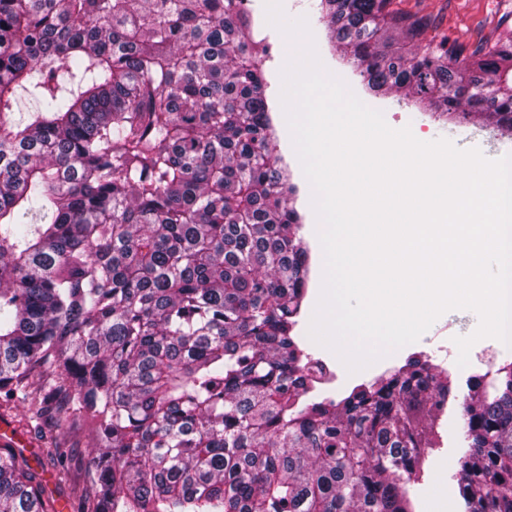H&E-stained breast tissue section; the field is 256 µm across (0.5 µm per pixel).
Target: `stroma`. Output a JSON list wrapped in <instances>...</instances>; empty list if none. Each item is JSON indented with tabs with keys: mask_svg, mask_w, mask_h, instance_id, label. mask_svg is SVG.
<instances>
[{
	"mask_svg": "<svg viewBox=\"0 0 512 512\" xmlns=\"http://www.w3.org/2000/svg\"><path fill=\"white\" fill-rule=\"evenodd\" d=\"M319 3L320 0H281L282 10L288 19L306 18L325 70L343 80L347 86L355 88L358 98L369 108L381 111L391 128H410L417 139L427 142L445 138L459 149H476L486 156L512 152V134L491 136L483 130L478 117H471L468 123L457 125L441 113L419 109L414 102L392 95L369 94L360 76L331 50L326 25L320 19ZM391 8L398 14L427 17L430 21L427 38L469 50L506 38V26L512 24V0H392ZM254 36L266 39L270 45L268 51L261 53L259 61L269 78L270 99L279 100L282 89L280 72L287 59L294 54L296 46L270 25L255 29ZM273 119L279 149L288 162L291 179L297 187L294 205L303 217L297 234L304 239L312 258L308 298L315 302L320 296L323 271L317 262L322 247L317 236L319 223L310 202L312 188L295 152L284 112H275ZM477 321V314L464 316L454 310L447 311L413 344L414 349L422 351L432 365L445 369L452 382V390L443 410L423 419L421 423L428 446L424 450L417 476L406 485L414 512L466 510L458 494L457 472L459 460L469 452L463 407L470 399L472 377L469 368L457 364L458 349L454 340L471 335V327ZM1 422L11 426L14 433L19 435L20 443L12 447L11 452L19 462L27 464L39 475L46 498L55 500L59 505L71 503V512H82L80 503L73 500L71 484L82 480L93 467V453L88 447L86 432L78 429L69 437L70 444L82 448L83 454L71 471V483L67 484L58 480L57 467L53 459L46 455L47 448L59 440L53 419L33 422L16 410L0 408Z\"/></svg>",
	"mask_w": 512,
	"mask_h": 512,
	"instance_id": "stroma-1",
	"label": "stroma"
}]
</instances>
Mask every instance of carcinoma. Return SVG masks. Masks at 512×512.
Returning a JSON list of instances; mask_svg holds the SVG:
<instances>
[{
	"instance_id": "obj_1",
	"label": "carcinoma",
	"mask_w": 512,
	"mask_h": 512,
	"mask_svg": "<svg viewBox=\"0 0 512 512\" xmlns=\"http://www.w3.org/2000/svg\"><path fill=\"white\" fill-rule=\"evenodd\" d=\"M240 2L0 0V403L88 431L90 512H412L451 381L414 358L309 396L296 186ZM389 5L320 0L368 88L511 131L512 38L410 56L427 22ZM473 391L458 493L512 512V361ZM48 454L68 479L76 448ZM35 479L0 453V512H57Z\"/></svg>"
}]
</instances>
